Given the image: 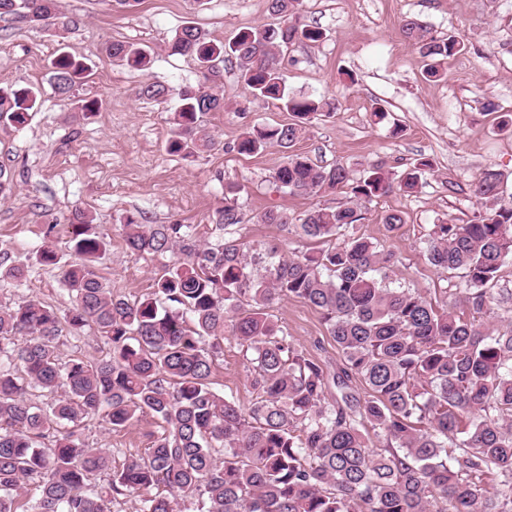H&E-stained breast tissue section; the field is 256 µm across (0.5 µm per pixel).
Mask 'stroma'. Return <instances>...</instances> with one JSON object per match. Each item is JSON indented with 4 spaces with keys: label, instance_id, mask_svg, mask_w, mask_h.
Masks as SVG:
<instances>
[{
    "label": "stroma",
    "instance_id": "35a3bbf8",
    "mask_svg": "<svg viewBox=\"0 0 512 512\" xmlns=\"http://www.w3.org/2000/svg\"><path fill=\"white\" fill-rule=\"evenodd\" d=\"M60 3L63 17L55 25L0 21V85L42 89L28 125H0V167L14 184L11 195L0 197V252L28 269L24 285L0 283V300L34 298L61 311L69 307L58 270L35 265L34 256L49 244L70 259L67 226L78 210L92 216L111 241L100 268L113 294L131 299L148 294L164 260L127 251L124 218L191 224L198 236L212 240L214 211L228 184L240 189L248 241L279 245L288 255L311 248V241L259 223V216L283 211L298 224L313 208L343 204L344 193H284L272 179L282 161L278 150L247 156L233 149L246 127L286 123L290 114L253 98L234 59H225L209 81L190 58L167 49L176 29L188 22L221 42L270 22L267 0H136L129 8L115 0ZM407 19L422 22L435 37L460 41L461 51L444 64L440 80H424V59L400 34ZM298 20L319 28L323 37L284 50L287 84L295 94L335 101L336 110L313 119L296 152L320 165L343 164L355 176L374 166L397 173L418 158L431 160L433 168L415 192L375 199L356 232L396 254L394 272L404 287L442 302L455 279L426 259L422 242L432 226L472 219L477 205L471 183L484 170L501 173L505 192L512 194V127L502 123L512 113V0H300ZM116 41L150 46L149 72L113 62L105 48ZM62 44L91 67L67 99L54 94L47 69ZM148 79L174 89L209 82L219 88L225 108L205 121L215 149L188 159L167 153L178 98H140ZM89 100L99 107L87 115L80 107ZM378 107L387 113L380 124L373 118ZM392 210L401 212L404 224L390 233L381 218ZM272 313L289 340L338 369L340 356L316 310L285 299ZM213 380L242 407L251 405L245 361L233 340H226L216 357ZM156 429L155 418L144 414L120 433L97 418L86 421L83 433L92 446L111 449L118 467L129 455L143 453Z\"/></svg>",
    "mask_w": 512,
    "mask_h": 512
}]
</instances>
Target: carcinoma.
<instances>
[{
  "instance_id": "carcinoma-1",
  "label": "carcinoma",
  "mask_w": 512,
  "mask_h": 512,
  "mask_svg": "<svg viewBox=\"0 0 512 512\" xmlns=\"http://www.w3.org/2000/svg\"><path fill=\"white\" fill-rule=\"evenodd\" d=\"M298 5L269 0L285 24L245 28L227 44L187 23L169 49L207 73L212 62L235 59L254 98L289 112L287 124L247 128L234 149H278L273 181L290 194L346 190L344 204L314 208L299 224L274 210L258 218L325 247L288 256L275 244L244 241L239 188L227 185L216 242L201 240L191 224L126 218L131 253L169 258L152 291L130 299L112 294L98 266L107 235L76 212L74 260L60 264L50 246L36 253L38 265L59 269L70 307L0 302V512H112L128 498L137 512H512V326L481 319L495 306L512 314V289L498 287L512 261V202L502 200L500 175L488 171L473 183L481 205L473 219L436 224L428 234L430 265L459 278L449 302L439 307L396 284L395 253L354 226L374 199L413 191L431 162L419 159L396 179L380 167L354 178L342 164L320 166L294 152L311 119L334 110L291 92L281 71L280 47L322 38L297 23ZM16 18L49 25L62 18L59 0H0V19ZM400 34L427 59L428 81L440 79L460 50L416 20ZM106 50L134 70L152 63L138 43ZM86 71L83 60L57 53L55 94L71 97ZM169 92L150 80L139 89L154 101ZM41 96L34 85L0 87V124L26 125ZM178 97L168 153L191 157L215 147L200 122L224 110V98L203 87H184ZM24 277L0 261V282L18 287ZM288 298L321 313L341 354L339 371L297 348L272 319V305ZM92 328L106 354L61 361L62 333L78 339ZM229 338L255 393L246 409L213 386V359ZM144 413L159 431L120 468L83 438L88 419L120 432ZM29 481L41 487L34 501L25 497Z\"/></svg>"
}]
</instances>
